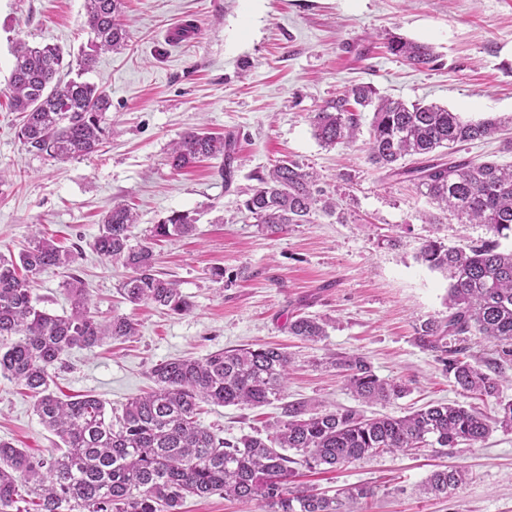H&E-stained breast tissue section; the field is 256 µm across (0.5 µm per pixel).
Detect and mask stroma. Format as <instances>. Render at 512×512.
I'll return each instance as SVG.
<instances>
[{"label":"stroma","instance_id":"stroma-1","mask_svg":"<svg viewBox=\"0 0 512 512\" xmlns=\"http://www.w3.org/2000/svg\"><path fill=\"white\" fill-rule=\"evenodd\" d=\"M129 41L103 52L86 79L110 95L112 133L89 157L56 161L30 151L17 136L20 113L7 94L17 42L56 44L71 58L88 49L92 33L84 0H0V255L18 254L34 232L55 238L79 258L49 268L30 288L39 308L70 313V278H79L97 319L126 316L138 333L93 349H73L54 375L59 396L92 393L121 412L148 391L151 367L177 357L206 358L219 350L276 344L293 360L284 392L326 409L354 408L403 416L428 404L459 403L486 416L498 399H512V361L496 341L472 338L477 359L495 361L503 376L499 398L457 390L415 332L448 316V280L418 260L432 239L462 248L486 239L481 224H463L407 182L367 159L370 113L355 142L328 148L310 115L357 84L405 102L447 107L472 120L497 119L500 131L462 146L474 162L512 163V0H125ZM193 24L196 37L170 42V30ZM433 46L436 59L416 68L387 53V35ZM193 128L230 139L232 180L223 158L177 170L174 141ZM288 158L307 166L333 198L332 213L266 235L242 203L257 174ZM133 207L135 242L174 211L196 218L193 235L157 242L156 268L176 280L192 303L174 314L150 303L132 305L118 293L123 267L92 248L113 203ZM223 277H215V269ZM297 315L327 321L316 343L292 336ZM363 356L383 379L410 392L390 403L353 396L328 353ZM281 403L251 408L208 406L201 423L238 437L266 432L282 418ZM0 439L48 452L57 439L40 423L24 387L0 376ZM465 467L469 478L448 494L419 487L437 468ZM303 483L328 493L374 489L369 512H512V431L455 448L365 458L336 471L306 474Z\"/></svg>","mask_w":512,"mask_h":512}]
</instances>
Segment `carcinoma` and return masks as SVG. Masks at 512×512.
<instances>
[{
  "instance_id": "carcinoma-1",
  "label": "carcinoma",
  "mask_w": 512,
  "mask_h": 512,
  "mask_svg": "<svg viewBox=\"0 0 512 512\" xmlns=\"http://www.w3.org/2000/svg\"><path fill=\"white\" fill-rule=\"evenodd\" d=\"M84 7L94 37L78 59L76 77L61 80L64 53L55 45L23 42L14 52L9 92L12 107L23 114L18 137L29 150L53 160L89 156L109 133L104 115L110 97L82 76L94 69L99 53L126 46L122 0H84ZM387 50L415 67L434 61L432 47L413 40L393 37ZM368 107L371 164L411 182L439 208L469 224H483L492 234L466 248L449 249L435 240L422 245L418 259L448 274V317L423 322L415 340L437 354L461 392L497 397L499 372L470 358L452 340L486 336L501 343L502 358L512 357V250H501L499 243L512 235V165L429 158L439 148L491 136L497 123L465 120L436 105L392 100L361 84L313 113L315 136L327 146L353 140ZM220 156L224 182L229 183L231 141L194 129L173 143L171 163L182 169L201 157ZM407 156L424 160L414 167L397 166ZM256 179L258 186L243 206L270 235L309 222L318 208L329 213L336 209L316 188V175L295 161L281 159ZM136 223L137 214L127 205L113 206L102 219L93 250L129 270L121 291L130 304L152 303L176 314L189 311L192 303L177 282L156 273L152 246L132 244ZM195 224L190 214L174 211L154 225L152 237L185 236L195 231ZM77 259L45 236L33 237L15 257H0V375L31 392L40 423L61 442L45 457L0 440V512H23L21 504L29 499L35 501V512H181L187 498L216 494L265 512H354L352 505L373 497V489L357 486L341 498L330 497L294 485L296 467L335 469L369 455L427 445L455 448L481 441L498 428L512 431V400L502 399L492 418L457 403H438L401 417H369L354 408L317 410L288 402L282 407L283 420L265 437L223 438L203 426L199 415L204 404L258 407L281 399L292 360L276 346L158 363L150 369L155 388L132 398L118 415L107 416L105 401L92 395L64 400L50 388V371L67 351L136 334L128 317L97 320L77 278L67 288L70 314L54 315L34 304L26 275L70 267ZM326 326L321 318L299 315L288 330L317 342L327 336ZM329 364L365 402L388 403L409 391L401 381L378 378L360 356H333ZM288 450L295 456H288ZM466 479L463 468L438 469L422 490L446 494Z\"/></svg>"
}]
</instances>
